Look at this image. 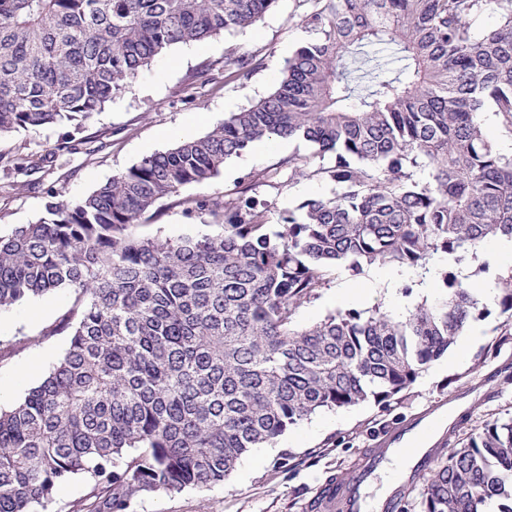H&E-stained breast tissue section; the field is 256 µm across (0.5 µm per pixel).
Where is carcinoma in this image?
I'll return each mask as SVG.
<instances>
[{"mask_svg": "<svg viewBox=\"0 0 512 512\" xmlns=\"http://www.w3.org/2000/svg\"><path fill=\"white\" fill-rule=\"evenodd\" d=\"M278 0H0V135L87 121L165 51L253 26ZM497 26L476 32L487 8ZM314 38L275 90L208 134L142 158L91 193L55 198L0 235V309L57 289L73 296L49 335L68 349L24 399L0 410V512H46L90 479L72 512H130L145 495L224 482L243 456L315 412L387 406L455 342L479 300L445 291L403 318L338 310L305 329L300 308L333 267H425L512 238V0H314ZM257 54L224 71L249 78ZM288 137L335 153L291 155L224 198L186 199L217 231L159 241L142 218L202 184L251 143ZM428 172L423 180L419 171ZM300 176L328 196L279 212L249 192ZM512 324V284L501 288ZM422 474L420 501L390 512H512V421L488 423ZM330 479L314 512H351ZM483 129L487 138L497 146L512 150V138L505 133L491 112L484 114ZM88 491V482L83 477L75 478L60 486L53 502L48 506L50 512H70L72 505L83 499Z\"/></svg>", "mask_w": 512, "mask_h": 512, "instance_id": "cac0c4a2", "label": "carcinoma"}]
</instances>
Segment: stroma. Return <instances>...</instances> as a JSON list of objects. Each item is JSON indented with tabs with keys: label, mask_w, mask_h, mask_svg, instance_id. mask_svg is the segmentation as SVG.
Segmentation results:
<instances>
[{
	"label": "stroma",
	"mask_w": 512,
	"mask_h": 512,
	"mask_svg": "<svg viewBox=\"0 0 512 512\" xmlns=\"http://www.w3.org/2000/svg\"><path fill=\"white\" fill-rule=\"evenodd\" d=\"M309 6V0H279L255 27L166 51L81 131L53 126L1 136L0 234L37 222L55 194L82 197L143 157L203 136L228 113L267 96L278 85L286 61L310 37L301 23ZM232 50L255 52L264 62L249 79H225L224 58ZM66 135L77 147L58 151ZM315 151L314 145L295 139L285 145L253 144L228 159L218 176L186 185L178 195L163 199L139 231L162 241L214 233L210 216L186 212L185 199L223 197L245 174L272 168L295 153ZM35 153L48 158L40 172L27 176L15 170L17 157ZM389 271V266L378 265L332 279L316 300L299 310L295 325L304 328L336 312L337 294L351 288L367 291L364 299L353 303L359 310L389 313L395 297L404 295L414 304L435 299V292L417 289L424 269L402 268L398 286L386 280ZM71 303L70 292L59 289L0 311V343L23 344L15 354L0 358V382L12 387L0 399L1 409L22 401L64 355L68 336H54L50 330ZM475 320L484 326L485 336L464 360L443 373L428 366L388 407L367 402L319 411L289 428L273 445L254 449L223 483L149 494L130 512H309L310 501L330 478L352 472L371 449L396 447L429 411L445 418L432 435L425 462L426 467H436L441 461L436 450L442 443L454 445L486 423L512 420V385L503 382L512 372V328L506 326L494 299L483 302ZM397 471L409 474L410 466L393 456L363 482L366 512H384L391 475Z\"/></svg>",
	"instance_id": "obj_1"
}]
</instances>
